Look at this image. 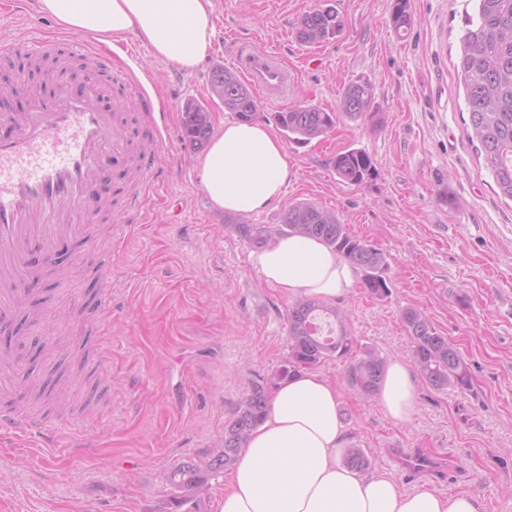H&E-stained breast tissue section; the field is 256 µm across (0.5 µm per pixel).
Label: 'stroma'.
I'll return each mask as SVG.
<instances>
[{"mask_svg":"<svg viewBox=\"0 0 512 512\" xmlns=\"http://www.w3.org/2000/svg\"><path fill=\"white\" fill-rule=\"evenodd\" d=\"M213 3L212 48L187 72L156 61L135 36L111 49L62 29L37 0H0V39L21 35L109 54L114 78L134 74L165 103L169 129L133 221L116 238L111 218L91 226L92 238L114 251L103 334H92L79 307L98 290L95 258L65 262L39 287V320L23 327V355L30 374L57 381L73 406L57 422L54 446L0 442V512H217L223 476L198 496L178 494L167 476L189 459L206 465L251 382L285 363L293 303L252 267L250 246L210 204L197 152L182 138L187 101L209 102L214 122L231 119L210 97L211 73L233 68L246 45L274 51L296 71L289 104L333 110L360 79L372 83L375 97L362 120H337L307 146H289L293 179L277 202L243 223H279L303 200L336 211L388 262L387 297L358 284L340 302L356 347L388 358L408 354L402 312L417 308L469 373L463 392L416 377V414L397 424L350 390L344 362L319 365L341 391L348 446L364 449L371 470L392 473L405 490L427 483L475 494L480 512H512V200L466 135L469 115L453 69L466 0H409L412 23L402 33L391 0H332L343 28L315 45L300 43L294 27L322 0ZM352 147L376 166L360 185L340 182L330 165ZM172 199L182 204L180 216L167 207ZM89 343L107 356L105 383L84 362ZM398 448L438 455L443 465L409 472L396 460Z\"/></svg>","mask_w":512,"mask_h":512,"instance_id":"1","label":"stroma"}]
</instances>
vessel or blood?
Listing matches in <instances>:
<instances>
[{
	"instance_id": "1",
	"label": "vessel or blood",
	"mask_w": 512,
	"mask_h": 512,
	"mask_svg": "<svg viewBox=\"0 0 512 512\" xmlns=\"http://www.w3.org/2000/svg\"><path fill=\"white\" fill-rule=\"evenodd\" d=\"M54 48L44 40L1 42L0 60L22 50L34 66ZM235 63L263 103L287 99L295 79L275 54L244 49ZM14 83L25 90L26 104L22 111L0 113L1 333L12 329L34 279L55 263L60 241L85 237L88 220L108 210L109 194L121 196L122 214H133L138 199L128 195L127 183L150 172L157 150L153 142L134 146L119 120L130 97L141 111H154L153 98L139 84L130 85L127 98L110 100L92 82H57L43 93L30 87L25 70L15 74ZM17 375L13 352L0 347V436H34L54 445L55 427L11 405Z\"/></svg>"
}]
</instances>
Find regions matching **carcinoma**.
I'll return each mask as SVG.
<instances>
[{"mask_svg":"<svg viewBox=\"0 0 512 512\" xmlns=\"http://www.w3.org/2000/svg\"><path fill=\"white\" fill-rule=\"evenodd\" d=\"M409 0H392L393 23L397 30L411 24ZM464 34L456 71L465 91L469 113L468 138L481 146L484 165L492 173L500 193L512 199V0H474L472 11L464 13ZM342 29V20L330 4L308 12L295 27L296 38L304 44H318L334 38ZM224 86V109L243 122L259 117V105L236 72L218 67L210 80V93ZM374 87L368 81H356L343 91L337 112H326L309 105H293L271 118L290 143L306 145L326 134L337 114L357 121L370 111ZM183 139L195 150L203 149L213 134L211 112L196 101L187 102L181 116ZM331 165L337 178L360 185L374 174L368 153L349 148L336 154ZM238 234L251 246L261 248L272 238L285 234L313 236L342 255L361 270L363 285L370 294L383 298L389 288L383 276L384 253L369 241L352 234L336 214L310 202L288 208L279 224H238ZM326 321L332 336H317L313 324ZM403 323L411 339V356L424 378L438 390L464 389L469 375L455 347L423 312L407 308ZM288 360L260 383L252 384L233 417L224 426L223 446L204 467L186 461L169 476L175 488L198 494L208 489L209 479L235 464L250 433L267 414V387L295 374L314 368L332 358H350L345 369L348 386L364 400L375 397L386 362L372 348L354 350L346 314L316 298L298 299L288 319ZM351 468L364 471L370 460L362 448H352L345 457Z\"/></svg>","mask_w":512,"mask_h":512,"instance_id":"1","label":"carcinoma"}]
</instances>
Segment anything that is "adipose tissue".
Masks as SVG:
<instances>
[{"instance_id": "adipose-tissue-1", "label": "adipose tissue", "mask_w": 512, "mask_h": 512, "mask_svg": "<svg viewBox=\"0 0 512 512\" xmlns=\"http://www.w3.org/2000/svg\"><path fill=\"white\" fill-rule=\"evenodd\" d=\"M43 13L65 29L101 41L135 34L159 61L190 70L212 46L210 0H39ZM292 158L270 127L225 122L197 158L200 185L220 210L250 214L278 200L293 174ZM268 284L292 297L333 303L347 298L352 265L323 242L304 235L272 239L250 255ZM342 395L325 375L299 371L271 387L267 416L224 480L217 512H479L470 493L446 494L429 484L402 490L387 472H360L343 460ZM395 423L411 420L417 405L413 371L391 359L376 395Z\"/></svg>"}]
</instances>
